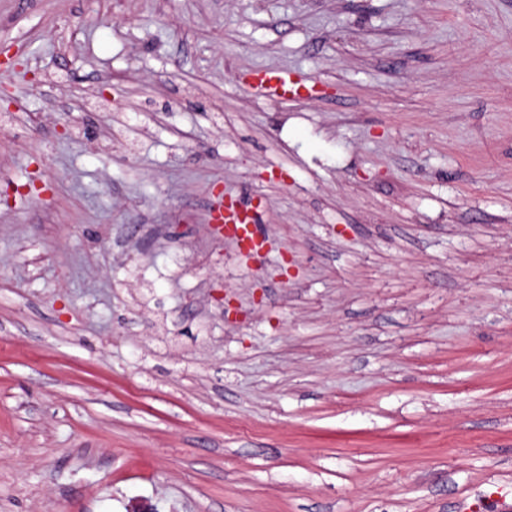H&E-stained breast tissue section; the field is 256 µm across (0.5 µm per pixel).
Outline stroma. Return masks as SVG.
I'll return each instance as SVG.
<instances>
[{
  "mask_svg": "<svg viewBox=\"0 0 512 512\" xmlns=\"http://www.w3.org/2000/svg\"><path fill=\"white\" fill-rule=\"evenodd\" d=\"M1 47L0 512H512V0H0ZM255 94L273 101H288L303 95L304 87L286 69H265L253 76ZM215 224H224V233L236 237L248 254L259 253L265 247V240L256 235L258 224L256 212L238 201L224 205L220 200L213 204Z\"/></svg>",
  "mask_w": 512,
  "mask_h": 512,
  "instance_id": "stroma-1",
  "label": "stroma"
}]
</instances>
